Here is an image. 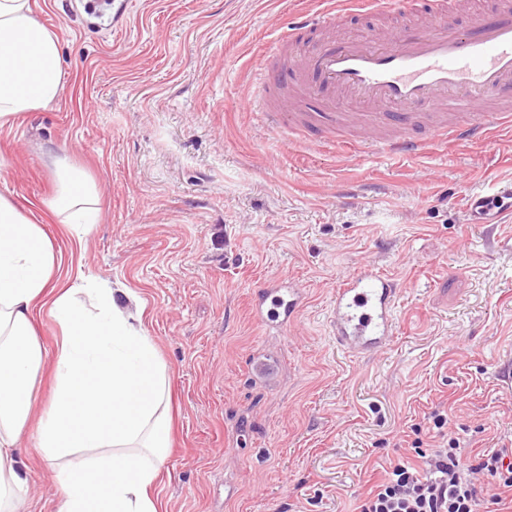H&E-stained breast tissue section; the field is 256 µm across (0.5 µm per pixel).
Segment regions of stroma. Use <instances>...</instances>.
<instances>
[{
    "instance_id": "35a3bbf8",
    "label": "stroma",
    "mask_w": 512,
    "mask_h": 512,
    "mask_svg": "<svg viewBox=\"0 0 512 512\" xmlns=\"http://www.w3.org/2000/svg\"><path fill=\"white\" fill-rule=\"evenodd\" d=\"M61 38L65 87L0 130V190L60 238L45 203L53 160L85 169L101 221L64 272L132 289L171 388L161 512H358L415 442L468 455L512 443V219H474L471 194L512 182V133L419 157L348 156L280 142L258 119L254 68L289 22L284 0H132L118 33L72 0H32ZM416 17L351 15L322 35H381ZM395 278L397 333L337 350L330 298L361 263ZM308 293L282 332L255 320L256 284ZM34 387L48 407L58 328ZM446 419L436 426V415ZM20 439L24 512L61 491Z\"/></svg>"
}]
</instances>
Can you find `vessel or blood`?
Instances as JSON below:
<instances>
[{
  "mask_svg": "<svg viewBox=\"0 0 512 512\" xmlns=\"http://www.w3.org/2000/svg\"><path fill=\"white\" fill-rule=\"evenodd\" d=\"M422 13L416 32L381 40L348 37L310 47L299 67L262 61L258 112L271 133L314 145L360 149L392 158L419 156L429 142L480 144L512 128V0L490 13L474 12L470 27L451 22L447 0H325L295 11L273 45L287 52L306 30H323L344 14ZM396 282L369 263L344 279L328 313L337 345L366 353L395 333ZM307 302L292 280L267 281L252 311L262 324L291 326Z\"/></svg>",
  "mask_w": 512,
  "mask_h": 512,
  "instance_id": "vessel-or-blood-1",
  "label": "vessel or blood"
}]
</instances>
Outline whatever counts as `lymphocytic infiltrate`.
Masks as SVG:
<instances>
[{
    "label": "lymphocytic infiltrate",
    "mask_w": 512,
    "mask_h": 512,
    "mask_svg": "<svg viewBox=\"0 0 512 512\" xmlns=\"http://www.w3.org/2000/svg\"><path fill=\"white\" fill-rule=\"evenodd\" d=\"M505 489L512 491V447L468 460L452 440L426 450L423 468L396 465L360 512H479L482 499L501 503Z\"/></svg>",
    "instance_id": "1"
}]
</instances>
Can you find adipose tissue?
Instances as JSON below:
<instances>
[{"instance_id":"1","label":"adipose tissue","mask_w":512,"mask_h":512,"mask_svg":"<svg viewBox=\"0 0 512 512\" xmlns=\"http://www.w3.org/2000/svg\"><path fill=\"white\" fill-rule=\"evenodd\" d=\"M63 76L60 40L31 0H0V129L54 104ZM55 175L46 207L83 244L100 211L96 184L60 158ZM62 263L56 240L0 192V512H20L28 494L17 444L33 411L46 312L60 338L35 447L61 489L58 512H159L153 488L172 430L165 366L125 304L131 291L66 279Z\"/></svg>"}]
</instances>
